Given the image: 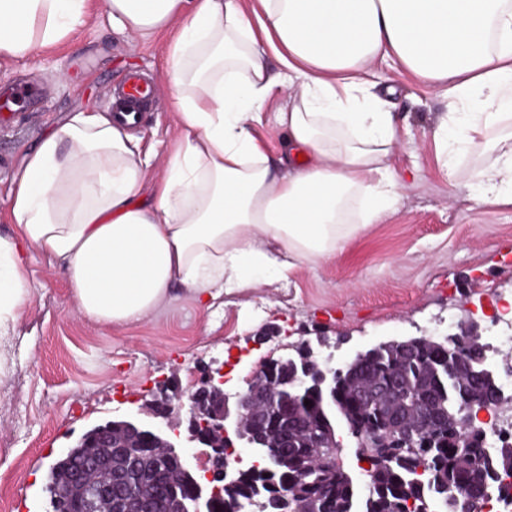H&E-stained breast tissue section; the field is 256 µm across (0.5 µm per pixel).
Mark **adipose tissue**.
Returning a JSON list of instances; mask_svg holds the SVG:
<instances>
[{
	"label": "adipose tissue",
	"mask_w": 512,
	"mask_h": 512,
	"mask_svg": "<svg viewBox=\"0 0 512 512\" xmlns=\"http://www.w3.org/2000/svg\"><path fill=\"white\" fill-rule=\"evenodd\" d=\"M136 38L172 32L178 145L144 193L137 138L74 113L30 150L0 237V329L30 293L24 251L62 268L96 325L140 321L174 290L203 307L335 258L396 210L393 76L447 102L432 138L449 180L512 205V0H106ZM89 0H0V66L68 38ZM275 58L278 73L267 60ZM287 132L271 160L250 127L273 91ZM484 163L461 174L462 157Z\"/></svg>",
	"instance_id": "obj_1"
}]
</instances>
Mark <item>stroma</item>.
Returning <instances> with one entry per match:
<instances>
[{"label": "stroma", "mask_w": 512, "mask_h": 512, "mask_svg": "<svg viewBox=\"0 0 512 512\" xmlns=\"http://www.w3.org/2000/svg\"><path fill=\"white\" fill-rule=\"evenodd\" d=\"M106 0H93L89 20L60 44L38 48L0 68V86L39 83L45 110L20 114L0 129V236L10 190L26 153L72 113L110 112L125 74L154 82L155 105L134 128L156 156L146 187L165 174L178 138L164 82L171 67L170 35L132 42L112 26ZM392 98L407 126L393 161L414 179L394 214L368 225L330 261L299 265L286 278L222 296L209 309L184 291L139 322L94 325L80 313L65 272L38 252L26 260L31 296L0 335V498L6 512H51L47 484L61 448L91 428L142 419L149 389L198 387L204 367L238 357L228 392L244 388L253 366L312 342L315 355L344 366L358 352L390 340L446 333L449 316L478 321L512 292V207L484 206L441 171L430 133L446 110L443 98L399 76Z\"/></svg>", "instance_id": "35a3bbf8"}]
</instances>
